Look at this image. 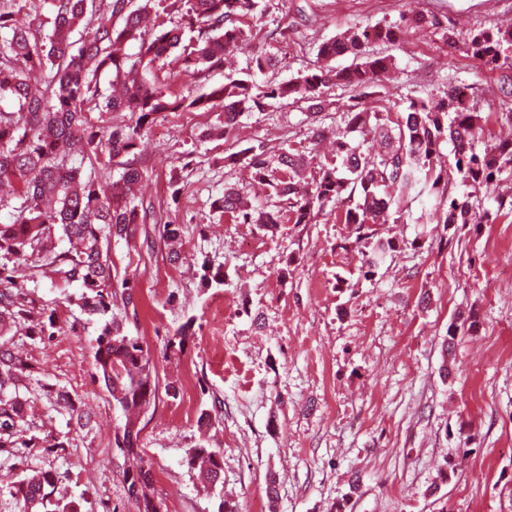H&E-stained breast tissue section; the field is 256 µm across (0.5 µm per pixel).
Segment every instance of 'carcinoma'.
<instances>
[{"label":"carcinoma","mask_w":512,"mask_h":512,"mask_svg":"<svg viewBox=\"0 0 512 512\" xmlns=\"http://www.w3.org/2000/svg\"><path fill=\"white\" fill-rule=\"evenodd\" d=\"M36 1L52 14L51 28L44 33L15 23L16 0H0V32H8L0 47V102L11 103L8 109L0 106V187L7 185L12 192L0 193V208L12 207V223L0 224V338L21 319L30 322L39 336L48 326L63 329L51 316L46 323L40 320L26 286L15 276L19 267L52 282L78 285L79 291L67 302L96 318L97 376L124 414L115 445L136 458L141 451L140 418L156 407L158 399L157 367L139 337L126 333L112 310L116 288L122 289L123 307H136V300L129 277L113 266L109 249L114 240L127 242L139 235L151 244L146 225L152 224L170 261L177 263L183 260V229L158 222L143 203V175L122 158L137 150L144 130L169 110L221 108L222 120L207 132L219 137L266 99H292L316 110L326 88L374 85L393 68V60L369 48L394 42L397 31L392 25H375L323 43L319 55L326 61L353 57L345 69L321 67L262 87L250 78L232 79L207 94L173 99L164 86L147 82L142 69L179 48L188 71L223 67L225 56L243 38L238 17L255 9L257 0H187L186 25L197 33L187 45L183 28H166L161 22L147 25L155 0H31ZM130 41L139 43L134 56L122 52ZM447 44L498 68L512 69V57L503 53L504 46H512V29L465 36L450 32ZM252 63L256 73L283 67L278 56L264 49ZM106 70L112 80L103 90L100 76ZM93 107L105 115L128 112L136 117L135 123L113 126L105 120L94 125L85 112ZM390 112L389 107L381 111L361 106L347 113L335 154L310 183L304 180L308 159L299 150L268 155L246 149L239 156L257 183L272 185L275 194L287 201L296 224H309L327 203L346 199L349 205L341 221L360 230L366 224L388 223L390 215L404 214L409 202L424 195L436 198L433 214L438 224L488 221L489 212L480 213L448 193L449 174L442 166L440 144H453L456 174L463 183L475 190L487 186L512 169V140L481 154L473 150L493 113L481 115L464 100L462 90L452 87L441 99L410 101L395 120ZM364 129L373 134V147L367 152L348 139V134ZM114 165L122 168L119 179L101 184L96 169ZM218 208L247 223L268 228L278 224L234 187L224 189ZM394 248L391 238L378 241L372 251L362 254L361 267L377 268ZM191 328L189 319L169 339L166 350L172 356L183 353ZM27 368L21 355L0 344V455L12 456L25 445L21 433L28 426L30 402L22 387ZM46 395L76 413L79 426L89 424L90 418L78 412L68 393L50 388ZM186 464L198 471L204 488L217 492L223 471L219 452L201 440L186 450ZM128 480L138 512H158L148 495L150 469L142 465ZM61 482L62 477L51 470L35 471L17 488L0 483V495L16 488L34 512H80L75 502L55 497Z\"/></svg>","instance_id":"cac0c4a2"}]
</instances>
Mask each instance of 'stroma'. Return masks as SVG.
Returning a JSON list of instances; mask_svg holds the SVG:
<instances>
[{
    "label": "stroma",
    "mask_w": 512,
    "mask_h": 512,
    "mask_svg": "<svg viewBox=\"0 0 512 512\" xmlns=\"http://www.w3.org/2000/svg\"><path fill=\"white\" fill-rule=\"evenodd\" d=\"M416 12L435 25L408 26ZM378 23L399 28L396 43L382 49L394 59L393 81L360 98L344 87L325 90L323 126H343L359 100L376 106L388 95L403 108L452 85L493 115L476 152L512 131L495 115L512 71L449 51L444 40L449 30L512 25V0H259L241 17L245 36L224 67L191 74L171 56L144 77L197 96L245 77L264 49L283 54L286 65L256 75L257 84L283 82L319 65L322 43ZM217 122L214 112H164L131 157L158 219L182 225L187 263H172L160 243L131 250L116 241L110 252L138 297L123 326L157 365L160 392L139 446L159 512H218L224 499L243 512H512V214L478 226L431 224L426 198L391 227L365 225L360 240L354 225L337 222L342 204L331 202L312 223L297 224L287 202L231 157L296 148L327 163L330 144L309 141L307 103L273 102L243 113L224 137H207ZM228 187L275 212L277 230L222 213L216 201ZM387 237L394 250L363 275L359 250ZM205 262L222 268V286H200ZM64 296L46 279L32 290L64 332L42 340L22 320L7 337L32 367V408L26 446L0 457V480L52 470L81 512H138L126 480L132 463L114 444L124 417L94 366L97 334ZM460 319L466 327L449 335ZM188 321L184 354L165 359L168 339ZM172 382L180 387L174 399L165 392ZM44 383L68 391L90 414L89 428L49 403ZM217 405L218 496L185 463L203 433L201 411ZM448 461L457 469L444 479Z\"/></svg>",
    "instance_id": "35a3bbf8"
}]
</instances>
